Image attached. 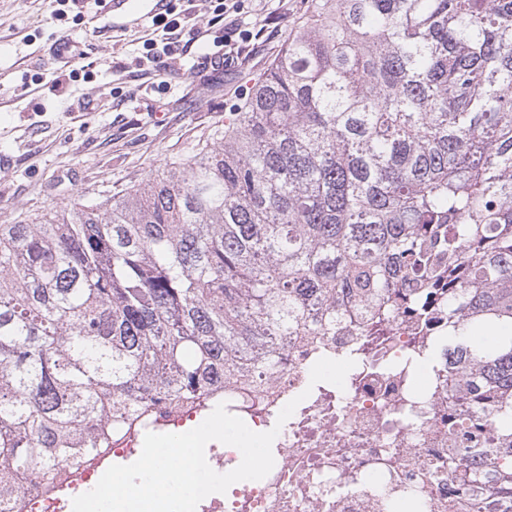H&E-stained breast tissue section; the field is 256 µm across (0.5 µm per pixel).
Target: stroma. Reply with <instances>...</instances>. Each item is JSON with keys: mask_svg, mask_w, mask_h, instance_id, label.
<instances>
[{"mask_svg": "<svg viewBox=\"0 0 512 512\" xmlns=\"http://www.w3.org/2000/svg\"><path fill=\"white\" fill-rule=\"evenodd\" d=\"M310 0H243L248 33L231 45L239 63L199 64V47L176 56L163 77L142 53L149 22L113 27L105 0H0V224L88 196H111L180 156L243 105L305 17ZM85 41L89 78L58 90L59 38Z\"/></svg>", "mask_w": 512, "mask_h": 512, "instance_id": "obj_1", "label": "stroma"}]
</instances>
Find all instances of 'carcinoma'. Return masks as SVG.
I'll list each match as a JSON object with an SVG mask.
<instances>
[{
    "label": "carcinoma",
    "mask_w": 512,
    "mask_h": 512,
    "mask_svg": "<svg viewBox=\"0 0 512 512\" xmlns=\"http://www.w3.org/2000/svg\"><path fill=\"white\" fill-rule=\"evenodd\" d=\"M448 316V409L512 512V0H310L211 140L100 200L0 224V497L108 450L151 392L271 374L309 311Z\"/></svg>",
    "instance_id": "carcinoma-1"
}]
</instances>
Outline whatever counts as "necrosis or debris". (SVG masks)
I'll return each mask as SVG.
<instances>
[{
  "instance_id": "obj_1",
  "label": "necrosis or debris",
  "mask_w": 512,
  "mask_h": 512,
  "mask_svg": "<svg viewBox=\"0 0 512 512\" xmlns=\"http://www.w3.org/2000/svg\"><path fill=\"white\" fill-rule=\"evenodd\" d=\"M446 319L416 330L405 315L384 325L377 354L392 364L366 366L346 377L344 388L326 385L307 391V370L324 350L354 347L345 323H321L317 336H284L276 345L277 369L261 378L228 385L229 413L263 429L291 399L299 404L285 431L273 442L275 464L257 483L231 486L205 497L196 512H396L408 497L425 501L428 512H498L486 488L462 484L448 469V451L474 443L469 429L448 434V357L438 355L426 394L414 400L396 373L410 351L447 330ZM206 407L186 403L171 410L157 406L148 416L155 433L187 431ZM476 466L492 452L493 425L483 422ZM140 423L113 435L107 453L71 466L54 487L26 485L19 496L0 502V512H68L73 497L97 484L112 462L135 455Z\"/></svg>"
}]
</instances>
